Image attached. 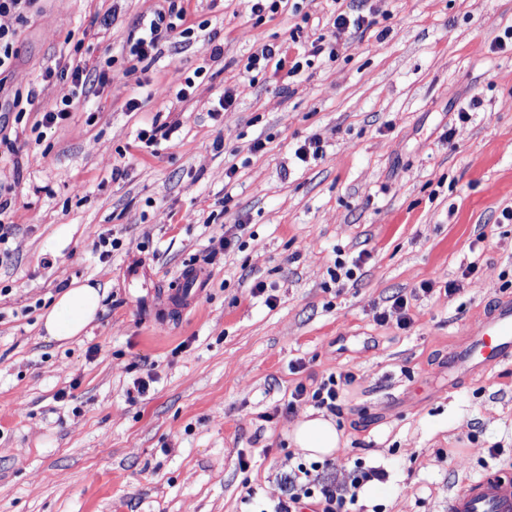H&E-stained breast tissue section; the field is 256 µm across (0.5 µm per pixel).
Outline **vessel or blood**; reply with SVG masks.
I'll return each instance as SVG.
<instances>
[{
  "label": "vessel or blood",
  "instance_id": "vessel-or-blood-1",
  "mask_svg": "<svg viewBox=\"0 0 512 512\" xmlns=\"http://www.w3.org/2000/svg\"><path fill=\"white\" fill-rule=\"evenodd\" d=\"M512 361V300H502L469 327L448 355V381L486 375ZM448 512H512V472L499 470L465 482L448 499Z\"/></svg>",
  "mask_w": 512,
  "mask_h": 512
}]
</instances>
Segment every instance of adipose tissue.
Returning <instances> with one entry per match:
<instances>
[{
  "label": "adipose tissue",
  "mask_w": 512,
  "mask_h": 512,
  "mask_svg": "<svg viewBox=\"0 0 512 512\" xmlns=\"http://www.w3.org/2000/svg\"><path fill=\"white\" fill-rule=\"evenodd\" d=\"M104 297L105 290L100 284L74 282L43 314L47 336L56 341H67L86 334L103 308ZM292 442L311 456L323 457L339 448L341 435L331 420L317 416L296 425Z\"/></svg>",
  "instance_id": "ef3b65f1"
}]
</instances>
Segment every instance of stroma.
<instances>
[{"label":"stroma","mask_w":512,"mask_h":512,"mask_svg":"<svg viewBox=\"0 0 512 512\" xmlns=\"http://www.w3.org/2000/svg\"><path fill=\"white\" fill-rule=\"evenodd\" d=\"M297 2L260 20L255 0H187L193 40L162 34L134 69L126 50L161 0H34L0 17L16 32L0 73V512H250L251 490L277 502L281 474L308 459L291 432L314 405L291 392L332 373L354 382L329 477L349 482L358 459L388 473L360 512H447L461 482L512 471V363L448 383L463 329L512 298V49L498 46L512 0ZM355 8L372 25L340 34L335 59L245 72L261 45L304 52ZM78 62L85 100L42 126ZM155 122L174 131L144 147ZM312 138L323 154L300 162ZM104 236L122 242L106 258ZM340 258L356 280L332 281ZM192 264L205 292L159 309ZM86 279L106 290L92 329L48 339L42 314ZM397 294L405 328L376 320Z\"/></svg>","instance_id":"35a3bbf8"}]
</instances>
